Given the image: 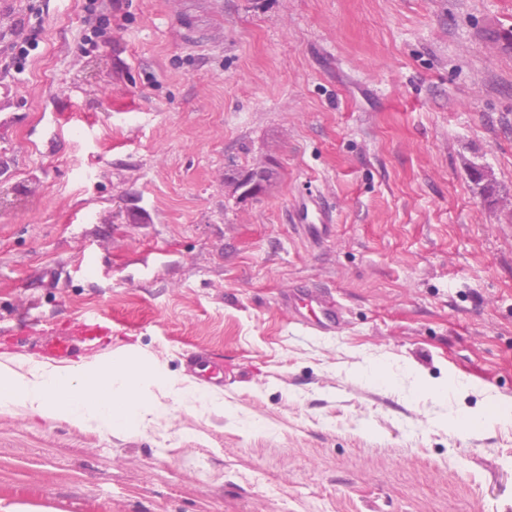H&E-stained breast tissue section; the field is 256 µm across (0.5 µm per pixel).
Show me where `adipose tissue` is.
Listing matches in <instances>:
<instances>
[{
  "label": "adipose tissue",
  "mask_w": 512,
  "mask_h": 512,
  "mask_svg": "<svg viewBox=\"0 0 512 512\" xmlns=\"http://www.w3.org/2000/svg\"><path fill=\"white\" fill-rule=\"evenodd\" d=\"M164 396L203 414L224 408L222 394L141 364L60 369L32 359L20 372L0 362V409L20 406L92 431L117 433L158 419Z\"/></svg>",
  "instance_id": "adipose-tissue-1"
}]
</instances>
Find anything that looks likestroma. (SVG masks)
Here are the masks:
<instances>
[{"instance_id":"obj_1","label":"stroma","mask_w":512,"mask_h":512,"mask_svg":"<svg viewBox=\"0 0 512 512\" xmlns=\"http://www.w3.org/2000/svg\"><path fill=\"white\" fill-rule=\"evenodd\" d=\"M87 3L0 0V354L98 312L78 361L204 350L224 409L112 434L0 410V498L512 512V0H119L94 41ZM308 187L317 241L288 222ZM301 284L341 334L295 323ZM289 295L288 307L297 308L298 321L315 333H339L344 325L343 309L336 299L316 287L301 286ZM307 308L308 314L301 309ZM109 321L110 318L104 315L90 316L84 320V327L78 336H83V342L87 347H99L104 343L105 336H111Z\"/></svg>"}]
</instances>
